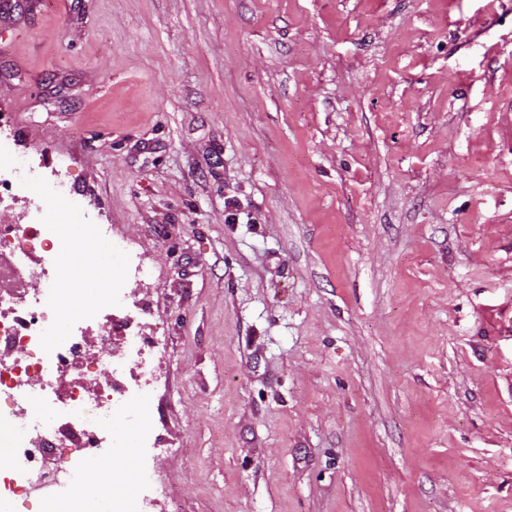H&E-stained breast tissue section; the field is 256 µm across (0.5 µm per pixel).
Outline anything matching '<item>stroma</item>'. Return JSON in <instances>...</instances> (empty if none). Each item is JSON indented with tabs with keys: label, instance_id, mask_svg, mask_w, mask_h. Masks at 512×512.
Masks as SVG:
<instances>
[{
	"label": "stroma",
	"instance_id": "obj_1",
	"mask_svg": "<svg viewBox=\"0 0 512 512\" xmlns=\"http://www.w3.org/2000/svg\"><path fill=\"white\" fill-rule=\"evenodd\" d=\"M0 224L144 275L68 378L147 512H512V0H18ZM65 196L52 193L57 171Z\"/></svg>",
	"mask_w": 512,
	"mask_h": 512
}]
</instances>
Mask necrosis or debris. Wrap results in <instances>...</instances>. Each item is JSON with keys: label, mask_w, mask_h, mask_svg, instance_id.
<instances>
[{"label": "necrosis or debris", "mask_w": 512, "mask_h": 512, "mask_svg": "<svg viewBox=\"0 0 512 512\" xmlns=\"http://www.w3.org/2000/svg\"><path fill=\"white\" fill-rule=\"evenodd\" d=\"M68 242L91 254L112 249V227L66 224L41 212L29 224L0 225V260L20 287L16 293H0V346L17 354L10 361L0 359V448L8 451L7 462L0 464V505L28 500L36 482L42 489L37 512H97L112 498L111 485L98 486L91 496L77 494L74 487L94 463L114 460L126 445L120 430L99 436V420L91 410L98 404L111 411L113 420H123L126 399L103 391L91 402L82 388L60 389L80 357L74 337L77 323L104 317L105 303L113 294L112 289L65 275L59 254ZM52 275L65 276L64 286L27 300L24 285ZM60 395L71 419L83 425L80 444L70 447L51 439L33 444L31 425L22 421L19 403L35 406L36 425L49 431L58 417L47 405Z\"/></svg>", "instance_id": "4bbe7bcc"}]
</instances>
